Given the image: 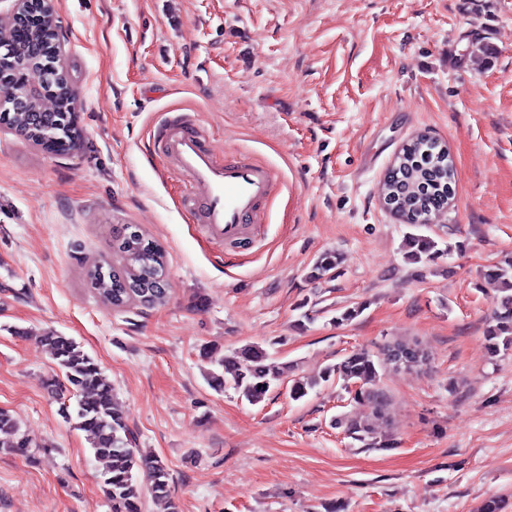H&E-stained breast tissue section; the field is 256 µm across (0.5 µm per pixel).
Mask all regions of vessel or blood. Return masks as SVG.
I'll return each instance as SVG.
<instances>
[{"label": "vessel or blood", "mask_w": 512, "mask_h": 512, "mask_svg": "<svg viewBox=\"0 0 512 512\" xmlns=\"http://www.w3.org/2000/svg\"><path fill=\"white\" fill-rule=\"evenodd\" d=\"M157 147L188 175V194L198 201L211 238L234 243L261 223V204L277 190L278 177L270 168L234 156L217 159L192 128L164 126Z\"/></svg>", "instance_id": "b4317fda"}]
</instances>
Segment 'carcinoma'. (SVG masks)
Returning a JSON list of instances; mask_svg holds the SVG:
<instances>
[{
    "label": "carcinoma",
    "mask_w": 512,
    "mask_h": 512,
    "mask_svg": "<svg viewBox=\"0 0 512 512\" xmlns=\"http://www.w3.org/2000/svg\"><path fill=\"white\" fill-rule=\"evenodd\" d=\"M56 19L35 7L23 12L19 19L0 20V38L9 41L10 51L0 53V82L15 96L8 106L0 103V125L14 130L17 135L37 145L54 146L56 152L66 153L75 147L69 135L73 122L74 96L63 78L64 67L57 52L54 33ZM45 76L38 96L29 93L32 73ZM439 148L428 139L409 143L402 157L389 172L386 193L399 206L398 216L407 218V224L419 226L426 215H434L448 207V196L453 194L455 171L450 160L438 155ZM119 266L96 264L87 269V280L99 291L103 301L116 307L130 304L154 306L165 301L167 293L146 278L150 272L166 273L164 253L156 242L143 233L129 234L117 241ZM409 259L416 263L434 260L439 253L436 242L424 235L407 237ZM341 264L336 252L322 254L314 263L310 278L314 281L333 278ZM486 277L497 283L492 324L486 330L488 350L496 355L512 349V258L490 268ZM41 342L47 346L57 368L63 374L67 389L76 396V406H65V416L76 418L94 455L107 458L110 466L102 480V491L111 504L112 512H142L143 492H148L163 512H178L172 497L170 473L160 461L137 458L135 436L129 429L122 410L117 405L112 384L105 378L95 360L73 338L56 332H46ZM219 371L207 373V379L216 390L230 385L250 404L256 405L285 382L286 365L271 357L260 344H249L218 362ZM381 359L366 351H353L338 363L324 368L319 378L294 382L288 386L289 398L298 401L322 382L340 381L354 392V398L371 405L373 415L382 413L385 398L376 389ZM347 437L366 448H386L389 440L374 436L367 420L344 418L336 421ZM0 432L15 437L8 451L24 455L27 452L25 435L20 422L11 413L0 410ZM148 473L149 486L142 489L137 472Z\"/></svg>",
    "instance_id": "cac0c4a2"
}]
</instances>
